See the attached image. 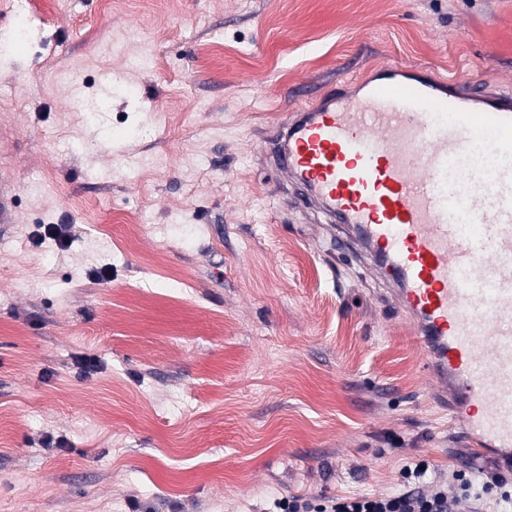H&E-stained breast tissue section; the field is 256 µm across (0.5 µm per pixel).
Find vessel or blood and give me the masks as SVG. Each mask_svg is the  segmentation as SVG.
Masks as SVG:
<instances>
[{"mask_svg": "<svg viewBox=\"0 0 512 512\" xmlns=\"http://www.w3.org/2000/svg\"><path fill=\"white\" fill-rule=\"evenodd\" d=\"M267 152L386 281L473 457L512 454V96L389 64L293 112Z\"/></svg>", "mask_w": 512, "mask_h": 512, "instance_id": "b4317fda", "label": "vessel or blood"}]
</instances>
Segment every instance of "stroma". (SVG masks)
<instances>
[{
	"label": "stroma",
	"mask_w": 512,
	"mask_h": 512,
	"mask_svg": "<svg viewBox=\"0 0 512 512\" xmlns=\"http://www.w3.org/2000/svg\"><path fill=\"white\" fill-rule=\"evenodd\" d=\"M107 36L157 66L105 86ZM392 61L512 91V0H0V512H271L468 465L409 322L259 155Z\"/></svg>",
	"instance_id": "obj_1"
}]
</instances>
